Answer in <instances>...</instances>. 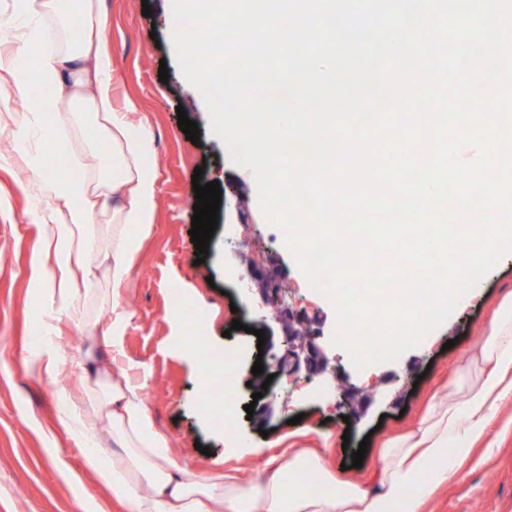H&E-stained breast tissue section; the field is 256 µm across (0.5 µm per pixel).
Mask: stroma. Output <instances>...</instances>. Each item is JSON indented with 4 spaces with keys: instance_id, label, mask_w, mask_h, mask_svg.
<instances>
[{
    "instance_id": "35a3bbf8",
    "label": "stroma",
    "mask_w": 512,
    "mask_h": 512,
    "mask_svg": "<svg viewBox=\"0 0 512 512\" xmlns=\"http://www.w3.org/2000/svg\"><path fill=\"white\" fill-rule=\"evenodd\" d=\"M150 16H143V6ZM107 43L117 76L115 107L136 126L149 127L155 139L151 158L158 184L154 224L144 239L133 270L131 291L122 294L127 311L118 367L146 381L144 400L174 457L193 471H208L214 461L254 474L271 455V439L288 431L301 416L300 448H327V461L344 479L364 478L375 466L384 440L417 424L432 393L457 368L460 358L481 336L497 302L512 292V258L504 260L476 286L468 301L418 346L397 361L371 371L355 369L347 353L331 342L335 311L310 289L292 252L283 247V230L270 223L258 204L253 174L235 166L209 128L200 93L179 73L169 37L170 0H102ZM167 67L169 80L160 82ZM185 109L200 130L191 143L180 130L177 111ZM203 168V182L233 190L232 207L218 212L216 229L203 264H195L191 218L195 193L192 175ZM31 172L14 151L0 152V512H110L112 491L84 466V448L58 423L64 405L60 387L87 382L80 364L86 349L81 332L67 320L58 330L44 323L43 297L31 279L40 228L35 200L22 183ZM262 246L288 286L285 302L305 314L327 354L323 373L276 381L278 399L270 413L247 414L249 386L256 361V330L282 353V330L261 299L247 265ZM181 293L203 320L206 350L216 358L230 354L241 365L240 409L236 424L248 437L239 451L228 452L224 419L209 404L197 372L196 352L180 342L189 327L170 307ZM242 329H232L233 320ZM59 345L67 361L55 379L28 374L23 360L47 344ZM494 445L480 448L471 464L446 484L425 512H512V428L491 427ZM209 454H202L200 446ZM365 448L361 467H352V451ZM85 510H78V500Z\"/></svg>"
}]
</instances>
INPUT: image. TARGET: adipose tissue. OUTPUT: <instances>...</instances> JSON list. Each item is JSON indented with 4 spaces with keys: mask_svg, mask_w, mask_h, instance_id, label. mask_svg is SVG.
<instances>
[{
    "mask_svg": "<svg viewBox=\"0 0 512 512\" xmlns=\"http://www.w3.org/2000/svg\"><path fill=\"white\" fill-rule=\"evenodd\" d=\"M105 28L100 0H0V33L15 44L0 54V86L25 95L31 61L39 80L59 93L50 128L41 125L49 102L32 99L26 111L16 112L10 97L1 96L0 130L26 158L35 153L39 137L67 147L78 170L66 179L32 174L44 226L33 277L44 298L91 344L84 365L95 385L79 400H68L59 418L86 447V468L111 488L124 512H420L512 403V293L493 311L460 372L449 378L447 396H433L415 428L379 449L369 478L339 479L321 448L282 449L268 460L260 482L236 470L196 473L181 465L143 400V384L115 375L92 347L98 338L92 278L102 272L114 301L129 290L158 195L155 176L144 165L154 149L151 130H132L125 113L112 106ZM82 126L97 131L98 144L79 147ZM77 198L85 206H74ZM133 225L139 235L130 234ZM107 437L114 452L105 467L91 447Z\"/></svg>",
    "mask_w": 512,
    "mask_h": 512,
    "instance_id": "ef3b65f1",
    "label": "adipose tissue"
}]
</instances>
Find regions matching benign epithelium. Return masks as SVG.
I'll return each instance as SVG.
<instances>
[{"label": "benign epithelium", "instance_id": "obj_1", "mask_svg": "<svg viewBox=\"0 0 512 512\" xmlns=\"http://www.w3.org/2000/svg\"><path fill=\"white\" fill-rule=\"evenodd\" d=\"M249 274L259 283L264 302L283 314L288 327L283 336L286 349L282 355H273L266 362L268 372L275 375L285 373L290 377H297L304 373L309 377L325 370L328 359L324 353L314 342L295 335L293 326H306L310 324V320L300 312L284 305V290L281 288L280 275L261 261L254 262Z\"/></svg>", "mask_w": 512, "mask_h": 512}]
</instances>
